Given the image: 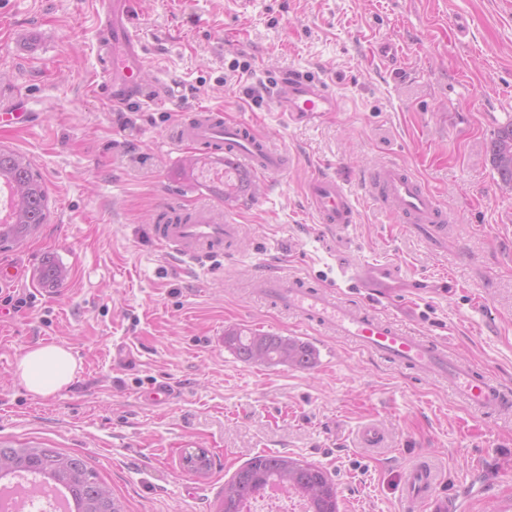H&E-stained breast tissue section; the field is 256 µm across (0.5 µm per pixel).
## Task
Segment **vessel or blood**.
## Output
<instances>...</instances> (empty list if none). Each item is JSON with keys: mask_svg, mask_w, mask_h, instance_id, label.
I'll use <instances>...</instances> for the list:
<instances>
[{"mask_svg": "<svg viewBox=\"0 0 512 512\" xmlns=\"http://www.w3.org/2000/svg\"><path fill=\"white\" fill-rule=\"evenodd\" d=\"M138 15L139 0H99L101 88L117 106L155 96L141 80L145 56ZM274 104L277 111L287 113L290 121L304 124L340 109L338 98L322 81L301 73L289 74L282 81ZM171 139L189 149L211 148L225 162L265 174H278L288 168L287 154L272 148L250 122L223 121L216 109L192 110L176 124ZM364 190L370 201L395 215L407 228L431 240L447 238L453 216L404 166L389 163L376 168L365 178ZM308 194L324 227L336 230L355 223L358 209L336 175L315 177L308 185ZM153 230L157 244L187 261L223 253L226 245L241 238L240 225L226 220L222 208L205 205L186 210L174 201L157 210ZM356 279L361 287L378 291L401 283L397 268L378 265L358 266ZM259 288L270 303L345 337L358 349L448 383L461 402L484 417L497 419L512 412V388L457 362L447 346L403 330L369 305L288 276L264 277ZM439 483L438 469L430 460L419 458L407 472L403 512H460L458 498L439 496Z\"/></svg>", "mask_w": 512, "mask_h": 512, "instance_id": "b4317fda", "label": "vessel or blood"}]
</instances>
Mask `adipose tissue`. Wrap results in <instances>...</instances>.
Segmentation results:
<instances>
[{"instance_id":"obj_1","label":"adipose tissue","mask_w":512,"mask_h":512,"mask_svg":"<svg viewBox=\"0 0 512 512\" xmlns=\"http://www.w3.org/2000/svg\"><path fill=\"white\" fill-rule=\"evenodd\" d=\"M77 369L70 349L49 344L27 349L18 361L16 374L30 393L45 398L71 384Z\"/></svg>"}]
</instances>
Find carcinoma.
I'll list each match as a JSON object with an SVG mask.
<instances>
[{"mask_svg":"<svg viewBox=\"0 0 512 512\" xmlns=\"http://www.w3.org/2000/svg\"><path fill=\"white\" fill-rule=\"evenodd\" d=\"M493 163L503 184L512 185V123L501 131L492 145ZM196 181L208 184L212 192L226 200L255 191L257 184L238 169L223 179L197 174ZM0 186L10 195V220L0 221V245L21 242L47 223L48 196L40 176L24 156L0 148ZM66 276L65 268L49 258L41 270L42 281L56 284ZM226 343L245 362L266 365L287 364L308 369L317 353L309 344L287 336L259 330L231 328L224 333ZM183 467L193 473L210 468L209 456L201 449L182 455ZM31 477L42 487L58 490L65 485L79 499L78 512H124L112 489L82 457L55 448L24 443L0 444V480ZM281 486L305 498L308 512H339L336 483L320 466L280 454H256L229 480L218 512H244L245 504L260 490Z\"/></svg>","mask_w":512,"mask_h":512,"instance_id":"1","label":"carcinoma"}]
</instances>
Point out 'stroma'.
<instances>
[{"mask_svg":"<svg viewBox=\"0 0 512 512\" xmlns=\"http://www.w3.org/2000/svg\"><path fill=\"white\" fill-rule=\"evenodd\" d=\"M97 10V0H0V103L36 116L0 128V145L31 161L50 210L23 245L0 248V263L26 268L11 295L29 300L0 313V441L83 457L126 512H215L225 481L258 453L322 467L340 512H401L405 468L425 453L462 512H506L512 415L481 420L447 384L303 322L247 283L281 271L357 303L367 292L349 281L355 265L398 266L402 290L377 312L512 385V189L490 161L512 121V0H142L144 78L166 96L120 108L90 88ZM33 29L43 37L35 57L23 51ZM235 60L250 72H233ZM291 72L324 79L344 108L289 122L272 98ZM262 82L257 106L245 89ZM201 105L253 122L291 167L225 203L242 227L232 254L189 267L156 245L151 225L169 198L213 200L184 176L186 151L167 142ZM384 162L413 170L455 214L446 240L365 200L362 176ZM325 170L357 202V223L342 231L317 224L307 197ZM48 256L69 271L54 288L38 278ZM231 327L307 342L317 361H242L224 344ZM46 344L69 348L80 369L43 398L16 364ZM161 383L170 399L145 400ZM370 423L386 447L359 446ZM187 448L209 451L208 475L183 468Z\"/></svg>","mask_w":512,"mask_h":512,"instance_id":"stroma-1","label":"stroma"}]
</instances>
